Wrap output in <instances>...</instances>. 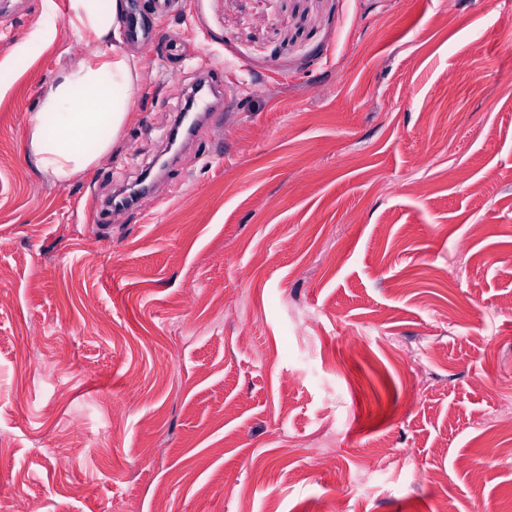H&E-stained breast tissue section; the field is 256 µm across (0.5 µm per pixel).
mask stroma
I'll return each instance as SVG.
<instances>
[{
	"mask_svg": "<svg viewBox=\"0 0 512 512\" xmlns=\"http://www.w3.org/2000/svg\"><path fill=\"white\" fill-rule=\"evenodd\" d=\"M123 3L106 44L71 27L68 0L0 11V497L512 512L489 430L512 418V5ZM134 18L183 56L131 39ZM108 44L134 58L133 109L56 181L29 119ZM205 61L225 104L160 202L104 210Z\"/></svg>",
	"mask_w": 512,
	"mask_h": 512,
	"instance_id": "stroma-1",
	"label": "stroma"
}]
</instances>
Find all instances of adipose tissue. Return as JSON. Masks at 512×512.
Instances as JSON below:
<instances>
[{
	"label": "adipose tissue",
	"mask_w": 512,
	"mask_h": 512,
	"mask_svg": "<svg viewBox=\"0 0 512 512\" xmlns=\"http://www.w3.org/2000/svg\"><path fill=\"white\" fill-rule=\"evenodd\" d=\"M121 0H69L77 31L106 39L118 30ZM134 58L103 53L71 65L30 118L29 144L39 168L65 182L111 148L133 106Z\"/></svg>",
	"instance_id": "adipose-tissue-1"
}]
</instances>
